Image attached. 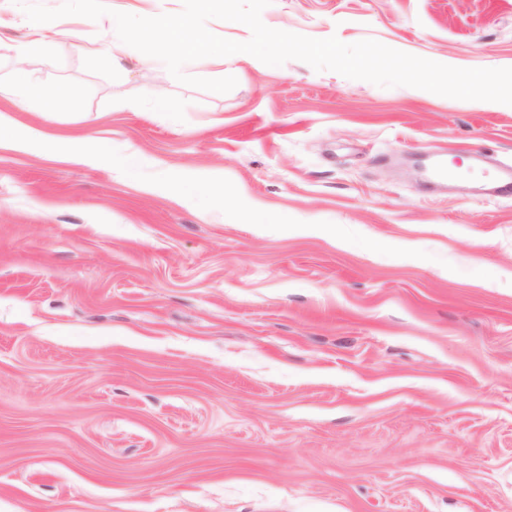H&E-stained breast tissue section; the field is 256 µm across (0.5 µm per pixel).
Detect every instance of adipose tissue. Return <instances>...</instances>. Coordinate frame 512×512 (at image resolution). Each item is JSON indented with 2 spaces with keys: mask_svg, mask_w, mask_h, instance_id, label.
Listing matches in <instances>:
<instances>
[{
  "mask_svg": "<svg viewBox=\"0 0 512 512\" xmlns=\"http://www.w3.org/2000/svg\"><path fill=\"white\" fill-rule=\"evenodd\" d=\"M162 34L174 52L182 54L194 49L196 40L186 23L162 15H145L136 24H128L125 16L112 17V32L102 35L90 49L91 60L108 59L113 66L123 67L127 60L145 65L152 59L150 39Z\"/></svg>",
  "mask_w": 512,
  "mask_h": 512,
  "instance_id": "adipose-tissue-1",
  "label": "adipose tissue"
}]
</instances>
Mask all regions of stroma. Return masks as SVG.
Wrapping results in <instances>:
<instances>
[{
	"label": "stroma",
	"mask_w": 512,
	"mask_h": 512,
	"mask_svg": "<svg viewBox=\"0 0 512 512\" xmlns=\"http://www.w3.org/2000/svg\"><path fill=\"white\" fill-rule=\"evenodd\" d=\"M182 8L0 0V111L105 156L0 149V512H512V197L462 166L512 167V105L246 53L183 68L226 94L88 61L113 14ZM261 18L512 67V0ZM443 158L434 190L414 165ZM25 72L20 70L17 74V88L20 95L24 98H35L50 110L53 104L57 101V96L54 91L43 88L38 85L28 84L25 81ZM56 146L58 156L70 163L90 165L100 157V153L95 146L87 144L70 145L68 143H60Z\"/></svg>",
	"instance_id": "stroma-1"
}]
</instances>
